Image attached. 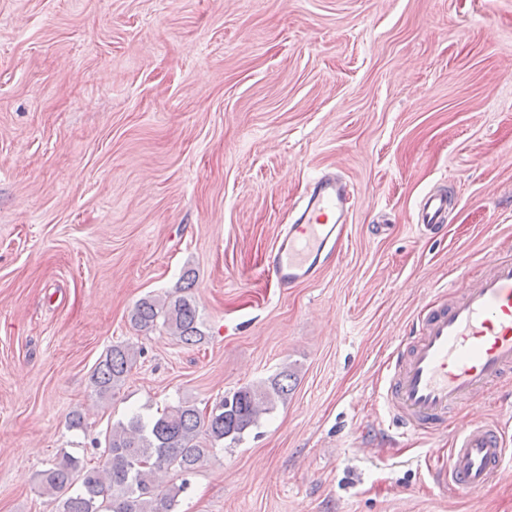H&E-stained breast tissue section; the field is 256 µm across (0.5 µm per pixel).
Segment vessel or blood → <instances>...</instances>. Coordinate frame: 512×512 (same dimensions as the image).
<instances>
[{
  "label": "vessel or blood",
  "instance_id": "b4317fda",
  "mask_svg": "<svg viewBox=\"0 0 512 512\" xmlns=\"http://www.w3.org/2000/svg\"><path fill=\"white\" fill-rule=\"evenodd\" d=\"M354 192L340 177L314 178L305 204L265 254L277 283L293 288L319 277L333 258ZM419 227L435 233L448 215L447 192L426 194ZM416 335L396 360L374 400L404 434L427 437L448 425L454 410L486 393L512 372V257L492 261L487 271L451 297L435 296L414 317ZM512 422L477 421L459 428L448 462L433 481L444 490L474 492L496 475L512 453L506 448Z\"/></svg>",
  "mask_w": 512,
  "mask_h": 512
}]
</instances>
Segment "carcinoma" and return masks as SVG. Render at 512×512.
<instances>
[{
  "instance_id": "cac0c4a2",
  "label": "carcinoma",
  "mask_w": 512,
  "mask_h": 512,
  "mask_svg": "<svg viewBox=\"0 0 512 512\" xmlns=\"http://www.w3.org/2000/svg\"><path fill=\"white\" fill-rule=\"evenodd\" d=\"M197 308L184 295L139 301L132 324L150 330L162 322L167 331L185 344H198L203 336L197 326ZM137 351L126 344L107 349L91 374V384L100 400L112 398L136 362ZM294 373L284 369L257 385L229 392L209 408L182 399L156 416L134 413L106 430L109 454L98 462L83 463L64 454L38 473L39 487L59 494L58 512H175L178 497L187 488L185 476L229 439L257 425L261 415L288 400ZM174 470L180 483L163 481L160 474Z\"/></svg>"
}]
</instances>
